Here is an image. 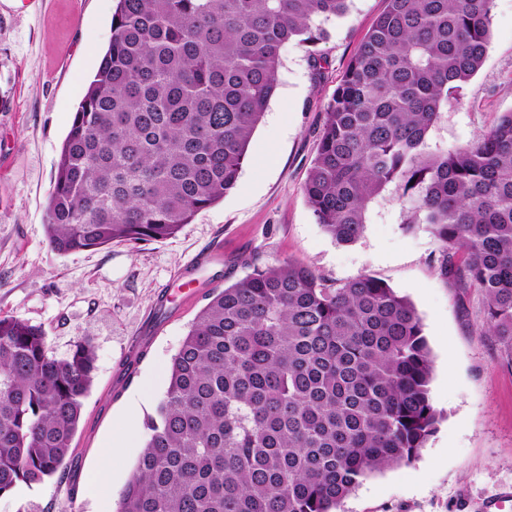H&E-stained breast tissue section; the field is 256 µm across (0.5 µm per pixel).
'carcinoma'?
I'll list each match as a JSON object with an SVG mask.
<instances>
[{"mask_svg":"<svg viewBox=\"0 0 512 512\" xmlns=\"http://www.w3.org/2000/svg\"><path fill=\"white\" fill-rule=\"evenodd\" d=\"M351 0H117L112 39L62 145L49 246L174 237L237 183L281 50L329 37ZM496 0H387L326 104L304 197L339 244L372 206L438 243V275L483 300L512 371V111L477 139L429 134L484 65ZM95 354L0 318V495L72 456ZM431 351L412 304L362 274L336 286L284 261L212 293L172 358L118 512H338L436 430Z\"/></svg>","mask_w":512,"mask_h":512,"instance_id":"cac0c4a2","label":"carcinoma"}]
</instances>
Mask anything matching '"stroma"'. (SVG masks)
Returning a JSON list of instances; mask_svg holds the SVG:
<instances>
[{"instance_id": "obj_1", "label": "stroma", "mask_w": 512, "mask_h": 512, "mask_svg": "<svg viewBox=\"0 0 512 512\" xmlns=\"http://www.w3.org/2000/svg\"><path fill=\"white\" fill-rule=\"evenodd\" d=\"M115 5L35 0L21 12L16 0H0V317L42 328L55 357L84 342L95 353L71 470L61 481L18 484L0 495V512H116L143 450V425L208 293L245 277L251 262L288 259L330 284L361 274L385 281L415 305L432 352L437 431L410 464L363 480L341 512H484L488 500L512 489V372L480 330V297L459 294L437 275L435 239L403 230L397 196L378 200L363 236L340 245L303 194L324 106L386 0H352L328 40L283 48L276 94L223 200L173 238L61 255L46 238L49 193L73 116L111 40ZM313 54L321 69L311 67ZM509 111L512 0H496L485 63L431 140H474ZM210 251L221 258L198 273L195 289L177 281L190 255ZM105 453L110 488L100 492L91 476Z\"/></svg>"}]
</instances>
